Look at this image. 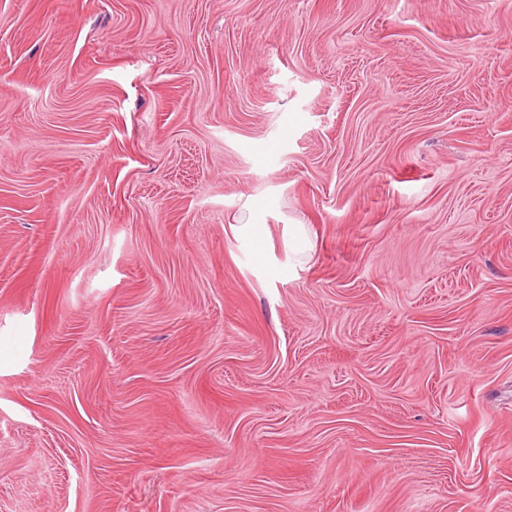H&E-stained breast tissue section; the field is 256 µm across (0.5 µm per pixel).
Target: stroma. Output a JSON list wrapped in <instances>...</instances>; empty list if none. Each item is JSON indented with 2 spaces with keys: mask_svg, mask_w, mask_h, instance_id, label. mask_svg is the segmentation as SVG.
Wrapping results in <instances>:
<instances>
[{
  "mask_svg": "<svg viewBox=\"0 0 512 512\" xmlns=\"http://www.w3.org/2000/svg\"><path fill=\"white\" fill-rule=\"evenodd\" d=\"M0 512H512V0H0Z\"/></svg>",
  "mask_w": 512,
  "mask_h": 512,
  "instance_id": "obj_1",
  "label": "stroma"
}]
</instances>
